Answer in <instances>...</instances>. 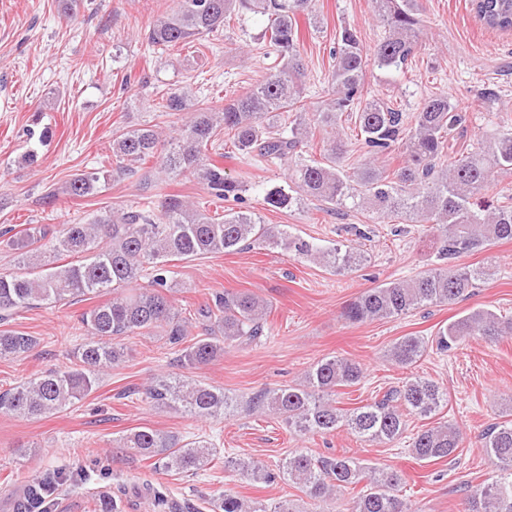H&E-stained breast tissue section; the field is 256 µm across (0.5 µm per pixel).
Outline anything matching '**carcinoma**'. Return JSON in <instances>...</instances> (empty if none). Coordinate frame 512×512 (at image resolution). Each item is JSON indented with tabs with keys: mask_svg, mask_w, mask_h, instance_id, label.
Instances as JSON below:
<instances>
[{
	"mask_svg": "<svg viewBox=\"0 0 512 512\" xmlns=\"http://www.w3.org/2000/svg\"><path fill=\"white\" fill-rule=\"evenodd\" d=\"M373 4L384 24L382 39L369 56L356 29L344 26L336 32L328 102L310 124L303 103L307 63L300 50L299 20H317L315 0H176V7L150 27L149 44L171 50L218 32L233 13L252 14L265 18L259 40L273 66L261 81L222 107L196 106L189 95L176 90L163 94L165 110L188 112L177 137L163 139L151 127L119 134L112 140V170L75 175L65 194L72 199L92 196L110 177L133 175L137 166L157 159L168 173L196 176L214 202L243 204L245 182L203 159L222 127L241 156L279 162L291 170L287 185L265 192L264 204L272 208H291L313 198L329 209L365 208L403 222L439 227L437 267L364 290L347 304L344 319L365 323L398 318L466 296L490 276V267L463 265L459 259L496 241L512 240V206L484 200L496 175L512 173V132L495 134L483 148L445 167L449 136L467 120L447 93L424 99L409 129L404 113L367 97L368 65L402 69L418 47L421 22L418 0H373ZM472 8L486 28L512 30V0H472ZM285 112L286 124L281 122ZM345 113L354 118L367 154L364 163L350 170L342 165L347 149L339 122ZM317 132L323 135L321 159H306L302 148ZM396 149L403 157L398 168L387 171L375 164V157ZM8 245L18 253V266L0 272V359L26 354L37 343L33 336L4 328L17 311L36 305L54 307L82 297L104 298L81 315L85 338L73 353V365L35 374L0 392V413L30 418L89 396L101 373L125 358L122 340L128 336L159 329L178 349L181 365L196 368L224 355L226 348L255 343L266 335L269 305L247 291L216 292L194 319L182 316L169 297L177 261L251 246L280 248L336 274L356 270L366 261L364 252L351 244L323 248L283 224L263 223L249 209L212 215L175 194L136 202L117 215L101 213L89 224H64L59 231L49 224H31L10 236ZM71 255L82 260L62 261ZM194 322L202 325L199 336L190 335ZM471 336L488 340L512 336V317L475 309L439 328L430 341L423 336L401 337L391 345L388 358L411 366L428 345L447 353ZM363 377L359 362L325 357L306 371L303 383L262 389L249 398L244 411L276 414L290 430L304 435L343 427L362 441L388 444L404 434L407 417L430 418L447 403L446 393L434 381L414 376L370 403L336 407V391L358 385ZM146 397L200 420H217L238 409L223 391L178 376L155 379ZM480 445L495 465L496 476L463 498L458 512H512V412L487 428ZM459 447V430L438 422L417 432L410 452L420 462H434ZM116 448L147 462L152 470L180 474L197 473L216 455L214 444L203 436L184 440L149 427L121 436ZM224 469L251 483L272 485L283 480L296 485L309 500V512H324V504L341 488L352 491L350 512H409L407 503L396 495L401 475L351 457L316 456L299 449L274 469L253 458L228 456ZM143 490L152 507L180 512V505L150 485ZM211 503L216 512H296L290 499L268 505L226 492L212 497Z\"/></svg>",
	"mask_w": 512,
	"mask_h": 512,
	"instance_id": "carcinoma-1",
	"label": "carcinoma"
}]
</instances>
